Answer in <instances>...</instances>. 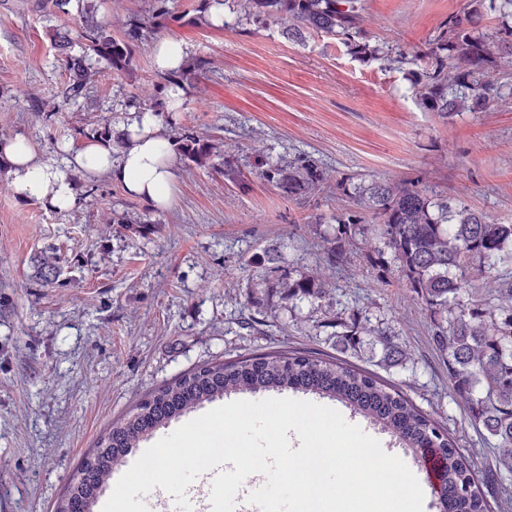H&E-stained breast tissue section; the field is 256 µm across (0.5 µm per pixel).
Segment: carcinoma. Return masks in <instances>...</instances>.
I'll list each match as a JSON object with an SVG mask.
<instances>
[{"label": "carcinoma", "instance_id": "cac0c4a2", "mask_svg": "<svg viewBox=\"0 0 512 512\" xmlns=\"http://www.w3.org/2000/svg\"><path fill=\"white\" fill-rule=\"evenodd\" d=\"M169 0H154L152 31L179 20L170 14ZM470 10L451 15L440 31L411 58L419 63L413 92L430 112H481L497 89L484 80L503 48L512 55V26L492 32L479 27L483 10L512 16V0H469ZM248 14L264 21L288 18V38L304 34L330 35L359 60H387L403 64L409 56L391 55L370 44L361 27L360 0H245ZM83 55L68 61L73 71L63 105L78 97L99 74L89 61L106 62L114 71H127L133 62L130 41L112 34L109 26L85 19L79 33ZM187 160L201 162L210 145L183 132L176 140ZM262 175L290 197L331 188L349 200L334 218L335 227L323 237L327 265L340 269L346 247L358 236H370L374 247L371 266L383 277L396 271L417 294L429 320V336L446 358L448 380L469 409L470 420L497 442L499 463L512 471V224H496L463 202L431 199L410 181L374 182L362 186L345 175L330 178L318 161L299 157L286 165L265 162ZM390 252L391 259L385 258ZM497 282L492 308L464 301L473 282ZM284 299L322 300L327 289L314 276L279 282ZM338 342L359 347L374 333L369 319L359 313L337 320ZM382 362L403 365L407 356L388 336L380 337ZM290 390L337 401L351 412L393 437L404 451L418 456L434 451L441 463L442 496L447 512H487L471 466L455 448L441 422L419 411L409 400L373 373L341 359H320L298 351L261 354L200 366L142 399L128 414L112 422L96 447L85 457L89 477L71 478L74 493L60 500L55 512H93L97 498L129 452L156 430L188 415L206 402L231 394H260Z\"/></svg>", "mask_w": 512, "mask_h": 512}]
</instances>
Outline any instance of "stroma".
<instances>
[{"label":"stroma","mask_w":512,"mask_h":512,"mask_svg":"<svg viewBox=\"0 0 512 512\" xmlns=\"http://www.w3.org/2000/svg\"><path fill=\"white\" fill-rule=\"evenodd\" d=\"M114 34L135 20L141 39L130 70L99 63L69 111L58 112L70 73L60 56L81 55L74 0H0V139L34 143L63 167L73 127L117 125L129 109L163 101L152 65L162 39L188 45L187 98L164 115L165 133L193 131L211 145L202 164L177 157L174 203L165 211L129 196L104 174L68 169L77 203L58 211L25 201L0 173V512H53L83 454L113 419L201 365L286 348L341 356L376 373L441 420L477 475L490 512L512 504V472L471 422L429 341L420 300L405 282L372 273L370 246L355 241L345 266L322 260L321 237L344 201L322 192L284 195L261 174L268 160H318L358 182L407 179L453 197L498 224H512V63L489 68L497 96L483 112L443 117L412 93L416 65L358 60L326 37L291 40L287 20L241 19L226 0L229 29L213 26L210 0H171L170 23L151 32L152 0H93ZM468 0H361L371 43L412 51ZM241 171L245 185L224 177ZM279 246V271L259 257ZM58 259L53 283L36 273ZM318 275L325 300L288 304L283 274ZM359 311L406 350V366L383 367L381 347L341 351L330 328Z\"/></svg>","instance_id":"obj_1"}]
</instances>
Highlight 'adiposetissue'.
Masks as SVG:
<instances>
[{
    "mask_svg": "<svg viewBox=\"0 0 512 512\" xmlns=\"http://www.w3.org/2000/svg\"><path fill=\"white\" fill-rule=\"evenodd\" d=\"M116 139L123 143L117 154L112 151ZM64 151L70 165L90 174L109 175L130 195L155 209H166L172 203L176 162L161 113L150 109L132 112L128 122L114 128L111 135L83 139L79 145H66ZM0 155L6 160L5 175L20 198L59 211L76 204L72 182L42 161L33 143L20 137L0 141Z\"/></svg>",
    "mask_w": 512,
    "mask_h": 512,
    "instance_id": "ef3b65f1",
    "label": "adipose tissue"
}]
</instances>
